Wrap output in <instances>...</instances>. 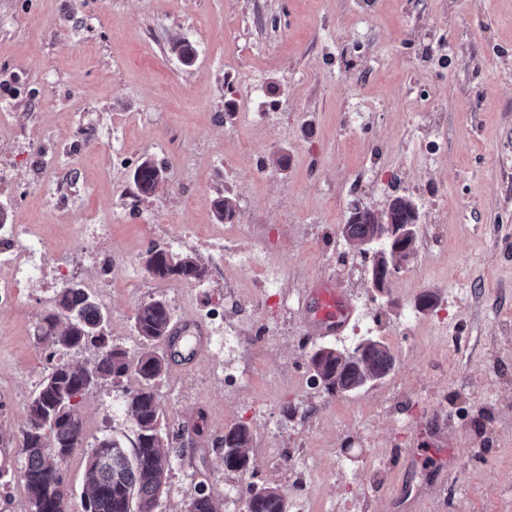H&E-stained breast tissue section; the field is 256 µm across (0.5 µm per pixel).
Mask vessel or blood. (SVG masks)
I'll use <instances>...</instances> for the list:
<instances>
[{
	"instance_id": "1",
	"label": "vessel or blood",
	"mask_w": 512,
	"mask_h": 512,
	"mask_svg": "<svg viewBox=\"0 0 512 512\" xmlns=\"http://www.w3.org/2000/svg\"><path fill=\"white\" fill-rule=\"evenodd\" d=\"M300 305L305 314V327L315 338L341 335L356 316L347 290L335 279H321L303 289ZM171 333L189 356H197L204 345L206 332L202 326L187 321L173 324Z\"/></svg>"
}]
</instances>
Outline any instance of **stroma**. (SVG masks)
Here are the masks:
<instances>
[{"label":"stroma","instance_id":"obj_1","mask_svg":"<svg viewBox=\"0 0 512 512\" xmlns=\"http://www.w3.org/2000/svg\"><path fill=\"white\" fill-rule=\"evenodd\" d=\"M13 75L0 207L38 227L46 274L88 288L113 344L141 347L143 302L203 324L227 292L247 300L246 272L206 248L179 249L202 280L145 270L161 228L217 226L216 197L236 199V223L281 273L286 302L253 315L265 339L225 311L222 342L189 367L170 358L155 382L171 471L154 512H187L203 487L218 512H243L254 483L278 486L289 512H405V481L418 512H512V0H0V81ZM146 159L165 178L140 197ZM397 196L419 207L417 250L379 294L340 229L355 204ZM83 224L110 227L109 281ZM314 278L340 281L359 312L341 336L306 334L298 293ZM58 290L37 284L0 309V432L26 419L46 364L35 325ZM368 337L395 356L385 378L336 395L312 385V350ZM137 386L89 392L87 437L133 440ZM238 423L252 433L246 473L216 446ZM447 446L464 465L444 480Z\"/></svg>","mask_w":512,"mask_h":512}]
</instances>
